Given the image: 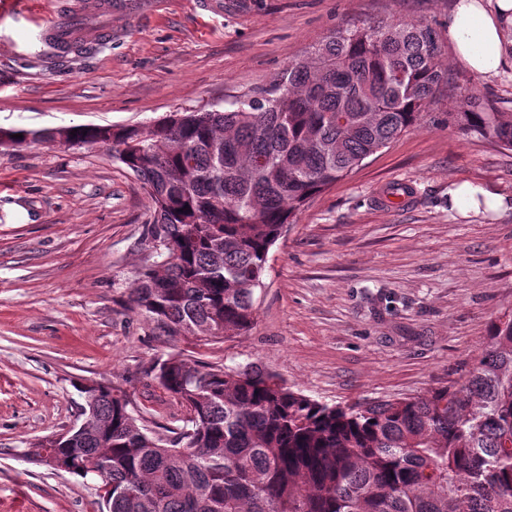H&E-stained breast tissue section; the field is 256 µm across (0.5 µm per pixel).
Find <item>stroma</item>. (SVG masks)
<instances>
[{
	"label": "stroma",
	"mask_w": 512,
	"mask_h": 512,
	"mask_svg": "<svg viewBox=\"0 0 512 512\" xmlns=\"http://www.w3.org/2000/svg\"><path fill=\"white\" fill-rule=\"evenodd\" d=\"M454 0H190L97 52L65 60L29 46L54 0H0V128L152 124L258 93L334 30L364 21L431 24L439 65L512 112V61L495 76L454 64ZM440 92L421 124L314 196L271 247L244 335L185 345L230 366L257 363L329 405L426 394L480 354L512 310V151L446 126ZM470 184L502 200L456 208ZM141 182L98 148L30 142L0 152V512H99L100 480L27 463L32 440L80 425L76 383L125 391L169 438L173 407L146 371L162 349L127 303L152 263Z\"/></svg>",
	"instance_id": "35a3bbf8"
}]
</instances>
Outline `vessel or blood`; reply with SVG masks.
<instances>
[{
    "label": "vessel or blood",
    "instance_id": "1",
    "mask_svg": "<svg viewBox=\"0 0 512 512\" xmlns=\"http://www.w3.org/2000/svg\"><path fill=\"white\" fill-rule=\"evenodd\" d=\"M155 0H76L43 20L38 39L65 55L95 47L131 28Z\"/></svg>",
    "mask_w": 512,
    "mask_h": 512
}]
</instances>
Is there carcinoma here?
Returning a JSON list of instances; mask_svg holds the SVG:
<instances>
[{
    "mask_svg": "<svg viewBox=\"0 0 512 512\" xmlns=\"http://www.w3.org/2000/svg\"><path fill=\"white\" fill-rule=\"evenodd\" d=\"M424 22L338 29L258 96L151 125L0 128L29 141L98 144L141 181L156 260L129 292L166 344L248 331L270 248L314 195L424 116L448 77ZM448 124L512 150V112L456 87ZM77 132H72V129ZM22 137H17V134ZM147 375L184 411L169 442L102 383L78 385L86 424L51 447L82 478L100 471L106 512H512V311L484 351L417 397L329 406L251 363L173 350Z\"/></svg>",
    "mask_w": 512,
    "mask_h": 512,
    "instance_id": "1",
    "label": "carcinoma"
}]
</instances>
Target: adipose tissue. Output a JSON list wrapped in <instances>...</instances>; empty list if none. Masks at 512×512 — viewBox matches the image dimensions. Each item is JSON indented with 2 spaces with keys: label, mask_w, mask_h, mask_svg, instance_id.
Instances as JSON below:
<instances>
[{
  "label": "adipose tissue",
  "mask_w": 512,
  "mask_h": 512,
  "mask_svg": "<svg viewBox=\"0 0 512 512\" xmlns=\"http://www.w3.org/2000/svg\"><path fill=\"white\" fill-rule=\"evenodd\" d=\"M512 21V0H455L448 14V40L457 63L490 75L506 63L503 27Z\"/></svg>",
  "instance_id": "obj_1"
}]
</instances>
